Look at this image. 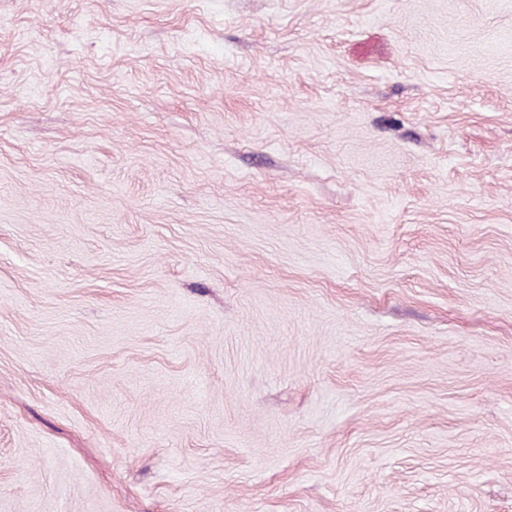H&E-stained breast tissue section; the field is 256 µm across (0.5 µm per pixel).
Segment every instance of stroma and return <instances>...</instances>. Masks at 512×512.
Instances as JSON below:
<instances>
[{
  "instance_id": "stroma-1",
  "label": "stroma",
  "mask_w": 512,
  "mask_h": 512,
  "mask_svg": "<svg viewBox=\"0 0 512 512\" xmlns=\"http://www.w3.org/2000/svg\"><path fill=\"white\" fill-rule=\"evenodd\" d=\"M0 512H512V0H0Z\"/></svg>"
}]
</instances>
